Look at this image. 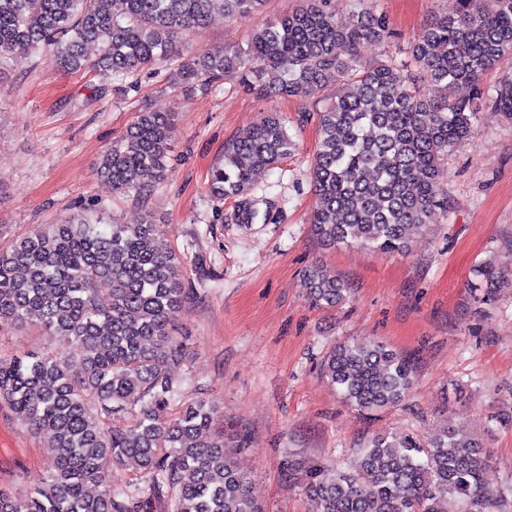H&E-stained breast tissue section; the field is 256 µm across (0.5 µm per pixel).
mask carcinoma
<instances>
[{
    "label": "carcinoma",
    "mask_w": 512,
    "mask_h": 512,
    "mask_svg": "<svg viewBox=\"0 0 512 512\" xmlns=\"http://www.w3.org/2000/svg\"><path fill=\"white\" fill-rule=\"evenodd\" d=\"M328 0H299L269 20L244 49L202 50L181 68L187 88L231 76L261 97L306 99L336 80L347 91L319 116L311 163L316 205L313 234L327 246L359 244L406 253L415 230L448 211L443 156L471 137L480 82L512 65V0H460L452 15L432 18L410 47L429 86L392 61L366 65L364 44L390 38L386 18L371 7L336 16ZM266 0H0V63L10 55L57 46L52 66L92 69L119 90L149 64L177 51L183 35L219 10L227 18L259 11ZM95 43L90 63L85 46ZM458 85L471 89L454 97ZM497 109L512 116V82L496 91ZM174 119L144 110L103 155L101 173L119 192L153 191L167 176ZM295 143L277 112L262 117L224 149L209 179L222 200L244 196L256 175L288 158ZM158 225L104 224L75 216L40 224L0 249V327L37 322L55 342L47 354L0 359V404L26 422L57 456L43 485L28 496L29 512H140V488L114 489L108 468L133 463L154 493H172L169 512H262L234 449L210 430L217 412L204 399L166 414L192 385L171 367L182 362L174 320L191 299L176 253L156 245ZM316 304L345 300V283L317 266L307 270ZM106 281L110 291L101 294ZM83 373L74 378L69 363ZM321 371L344 401L371 413L410 393L415 358L373 340L339 344ZM357 472L312 467L293 457L281 468L302 480L310 512H486L488 457L462 429L441 427L425 443L381 436L360 450ZM100 486L96 495L88 487Z\"/></svg>",
    "instance_id": "obj_1"
}]
</instances>
